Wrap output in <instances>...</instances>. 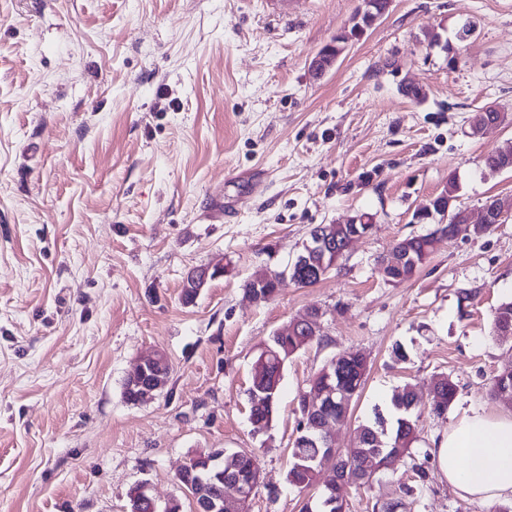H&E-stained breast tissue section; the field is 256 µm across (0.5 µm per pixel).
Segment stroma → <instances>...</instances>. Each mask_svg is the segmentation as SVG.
<instances>
[{"mask_svg":"<svg viewBox=\"0 0 512 512\" xmlns=\"http://www.w3.org/2000/svg\"><path fill=\"white\" fill-rule=\"evenodd\" d=\"M361 0H0V512H127L192 501L176 475L196 451H251L246 512H301L288 481L299 394L334 356L369 361L336 445L417 387V440L396 475L342 487L345 512H499L443 481L431 448L512 365L492 313L512 300V217L443 241L408 281L381 258L449 178L480 213L512 198L485 154L512 140V0H390L324 76L310 61ZM467 21L476 32L456 33ZM423 90L422 100L403 93ZM502 115L481 135L469 119ZM362 213L373 227L324 280L243 285L283 270L312 229ZM223 263L194 303L185 274ZM321 339L291 357L271 425L249 419L251 367L309 310ZM406 361H396L394 349ZM168 383L133 405L132 362L153 350ZM457 385L443 415L432 382Z\"/></svg>","mask_w":512,"mask_h":512,"instance_id":"1","label":"stroma"}]
</instances>
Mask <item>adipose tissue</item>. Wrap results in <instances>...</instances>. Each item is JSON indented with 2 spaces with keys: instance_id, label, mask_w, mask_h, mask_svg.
<instances>
[{
  "instance_id": "adipose-tissue-1",
  "label": "adipose tissue",
  "mask_w": 512,
  "mask_h": 512,
  "mask_svg": "<svg viewBox=\"0 0 512 512\" xmlns=\"http://www.w3.org/2000/svg\"><path fill=\"white\" fill-rule=\"evenodd\" d=\"M443 478L482 500L512 498V412L463 413L433 446Z\"/></svg>"
}]
</instances>
